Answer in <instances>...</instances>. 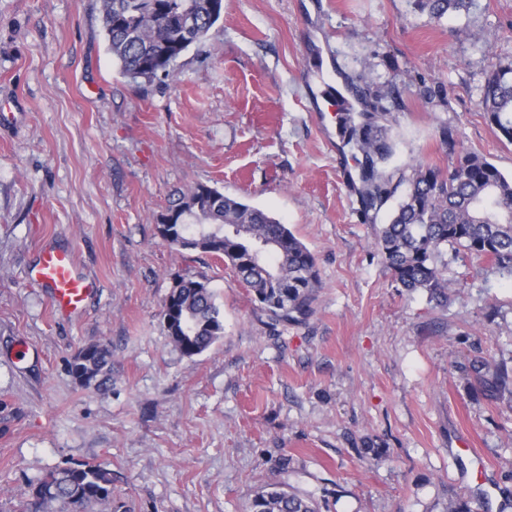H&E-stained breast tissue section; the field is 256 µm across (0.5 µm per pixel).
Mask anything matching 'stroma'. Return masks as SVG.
Returning <instances> with one entry per match:
<instances>
[{
    "mask_svg": "<svg viewBox=\"0 0 512 512\" xmlns=\"http://www.w3.org/2000/svg\"><path fill=\"white\" fill-rule=\"evenodd\" d=\"M512 61V0L436 22L412 0H224L152 83L122 76L101 0H0V512L52 469L112 472L97 512H247L270 489L320 512H512V280L451 252L447 300L406 292L364 223L329 88L369 72L406 102L391 164L448 169L461 145L512 176L486 119L489 62ZM435 91L432 101L421 86ZM198 184L261 208L314 254L305 323L272 325L223 259L157 231ZM73 249L97 287L63 317L27 271ZM208 282L224 334L186 357L162 325L175 280ZM112 351L107 387L70 365ZM483 474H475L477 462Z\"/></svg>",
    "mask_w": 512,
    "mask_h": 512,
    "instance_id": "stroma-1",
    "label": "stroma"
}]
</instances>
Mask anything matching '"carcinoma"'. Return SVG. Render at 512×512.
I'll return each mask as SVG.
<instances>
[{
	"label": "carcinoma",
	"instance_id": "obj_1",
	"mask_svg": "<svg viewBox=\"0 0 512 512\" xmlns=\"http://www.w3.org/2000/svg\"><path fill=\"white\" fill-rule=\"evenodd\" d=\"M418 10L440 21L451 13H468L477 0H414ZM108 50L120 73L136 82L158 76H176L177 63L190 47L199 44L219 21L206 0H102ZM194 17L195 27L184 35L171 21ZM360 95L385 100L382 112H345L341 116L346 144L357 152L358 193L363 220L373 224L377 213L397 198L388 222L381 225L376 247L395 282L407 292L422 291L431 299L447 296L448 249L487 257L502 275L512 280V178L486 157L460 146L454 131L440 128L441 144L455 155L444 171L419 164L409 179L393 181L391 160L396 144L377 135L378 121L405 109L401 93L388 86L358 89ZM480 98L490 124L512 142V61L489 65ZM403 191H398L399 187ZM177 237L200 236L222 241L209 252L224 256L273 325L307 321L313 312L316 289L321 287L316 259L307 246L275 217L226 197L215 188L198 184L185 199L168 209ZM183 325L166 335L186 356L199 355L224 332L214 293L205 281L181 279L171 295ZM88 355L71 363V373L82 385L107 386L112 376V354L104 345L86 348ZM489 386L512 394V372L498 369ZM112 471L81 462L49 471L25 497L21 512H73L110 502ZM250 512H317L312 502L274 487L257 496Z\"/></svg>",
	"mask_w": 512,
	"mask_h": 512
}]
</instances>
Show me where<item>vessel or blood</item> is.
I'll use <instances>...</instances> for the list:
<instances>
[{
	"instance_id": "1",
	"label": "vessel or blood",
	"mask_w": 512,
	"mask_h": 512,
	"mask_svg": "<svg viewBox=\"0 0 512 512\" xmlns=\"http://www.w3.org/2000/svg\"><path fill=\"white\" fill-rule=\"evenodd\" d=\"M30 277L34 285L49 295L57 313L71 315L81 310L94 290L92 280L86 276L71 250L41 246Z\"/></svg>"
}]
</instances>
